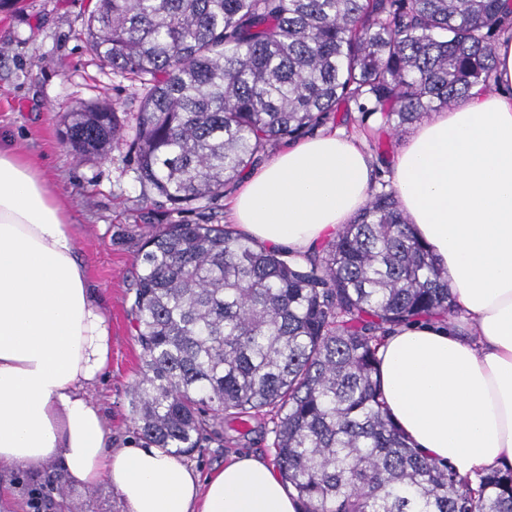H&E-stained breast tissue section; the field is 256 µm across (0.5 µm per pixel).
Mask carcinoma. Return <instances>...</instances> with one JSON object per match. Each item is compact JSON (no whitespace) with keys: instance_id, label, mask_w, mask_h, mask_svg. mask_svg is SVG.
Segmentation results:
<instances>
[{"instance_id":"carcinoma-1","label":"carcinoma","mask_w":512,"mask_h":512,"mask_svg":"<svg viewBox=\"0 0 512 512\" xmlns=\"http://www.w3.org/2000/svg\"><path fill=\"white\" fill-rule=\"evenodd\" d=\"M508 29L506 0H97L90 47L140 107L76 108L64 142L80 158L125 150L143 196L185 215L149 225L137 254L139 441L186 455L266 415L301 512H512V468L462 476L385 409L384 338L458 313L390 184L302 260L208 215L268 149L343 104L402 131L490 90Z\"/></svg>"}]
</instances>
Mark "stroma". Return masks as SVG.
<instances>
[{"label":"stroma","instance_id":"1","mask_svg":"<svg viewBox=\"0 0 512 512\" xmlns=\"http://www.w3.org/2000/svg\"><path fill=\"white\" fill-rule=\"evenodd\" d=\"M95 0H19L0 11V136L44 173L76 228L78 252L101 296L112 332L110 364L93 392L112 431V445L135 441L130 392L140 377V347L127 311L138 273L136 251L147 220L175 218L165 198H143L127 172L124 152L79 159L61 141L64 113L119 101L137 111L127 81L113 75L89 49L85 21ZM337 128L363 141L371 154L391 156L406 141L380 115L339 110ZM269 419L256 417L240 430H225L223 444L204 443L185 458L208 477L236 454L273 459ZM53 469L0 466V512H121L106 484L58 489Z\"/></svg>","mask_w":512,"mask_h":512}]
</instances>
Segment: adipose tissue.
I'll list each match as a JSON object with an SVG mask.
<instances>
[{
	"mask_svg": "<svg viewBox=\"0 0 512 512\" xmlns=\"http://www.w3.org/2000/svg\"><path fill=\"white\" fill-rule=\"evenodd\" d=\"M497 90L435 112L404 142L391 182L411 232L463 312L419 320L379 349L388 412L410 443L461 475L512 467V35ZM374 162L336 132L285 146L230 200L238 230L303 255L367 204ZM112 336L70 217L41 172L0 141V463L62 467L107 483L122 512H299L267 460L241 455L203 478L161 449L111 448L90 391Z\"/></svg>",
	"mask_w": 512,
	"mask_h": 512,
	"instance_id": "ef3b65f1",
	"label": "adipose tissue"
}]
</instances>
